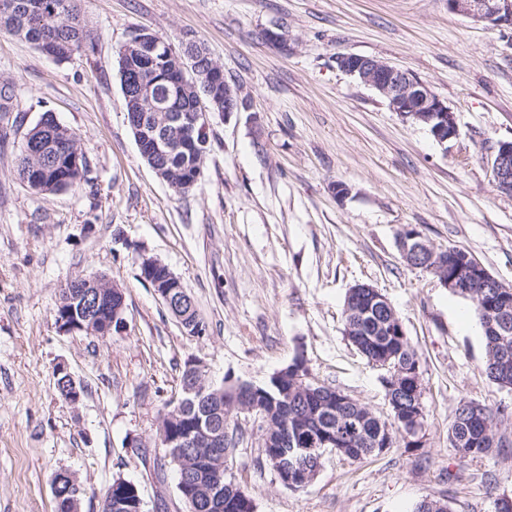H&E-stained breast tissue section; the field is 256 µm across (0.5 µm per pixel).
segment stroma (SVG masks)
Here are the masks:
<instances>
[{
	"label": "stroma",
	"instance_id": "1",
	"mask_svg": "<svg viewBox=\"0 0 512 512\" xmlns=\"http://www.w3.org/2000/svg\"><path fill=\"white\" fill-rule=\"evenodd\" d=\"M81 13L96 52L61 64L0 30V88L11 93L0 118V512H56L59 471L83 490L79 512H102L118 478L138 486L143 512H188L156 431L190 359L210 383L261 385L300 355L318 382L388 416L382 370L344 334L357 283L389 299L421 357L420 446L400 440L359 461L326 453L292 492L263 463L257 423L242 417L228 477L255 512H412L425 499L493 512L512 497V389L484 372L472 303L398 247L410 227L512 285V195L486 164L512 141V31L452 13L448 0H81ZM138 25L175 44L203 40L247 103L209 113L203 173L182 196L141 159L126 122L118 50ZM270 30L287 50L266 41ZM343 53L411 71L453 110L458 139L439 145L393 112L337 68ZM46 112L89 161L86 182L49 195L15 172ZM339 182L348 195L333 192ZM146 257L181 280L202 335H188L140 281ZM97 275L123 289L124 329L62 332L61 284ZM60 364L85 388L78 406L55 392ZM463 399L497 411L504 446L462 466L449 432ZM134 439L146 459L132 454Z\"/></svg>",
	"mask_w": 512,
	"mask_h": 512
}]
</instances>
